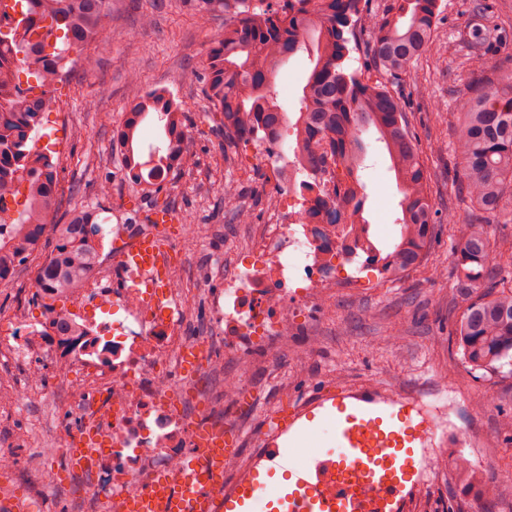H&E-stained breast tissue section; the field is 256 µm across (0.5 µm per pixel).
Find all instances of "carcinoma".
I'll return each instance as SVG.
<instances>
[{"instance_id": "obj_1", "label": "carcinoma", "mask_w": 512, "mask_h": 512, "mask_svg": "<svg viewBox=\"0 0 512 512\" xmlns=\"http://www.w3.org/2000/svg\"><path fill=\"white\" fill-rule=\"evenodd\" d=\"M191 13L224 15V29L211 39L203 70L208 111L223 117L230 142H263L281 148L289 131L302 143L301 171L322 175L329 164L342 171L339 200L361 211L365 185L358 171L367 146L362 134L373 129L384 144L390 169L402 193L399 242L383 258L382 273L398 280L430 250L435 211L421 150L407 123L401 101L383 82L348 73L343 63L356 28L371 27L366 45L378 69L396 77L433 44L440 0H390L382 20L370 24L362 0H181ZM489 4L468 3L473 25L468 42L475 54L472 95L453 129L449 162L456 183L469 199L474 218L452 223V282L462 314L448 333L469 371L508 369L512 374V245L499 251L491 244V225L512 223V69L483 75L481 55L512 36L483 20ZM12 10L26 26L11 25L0 8V196L17 182L27 184L29 202L13 223L24 232L0 243V283L34 249L47 215L59 196L50 156L30 146L31 133L47 112L55 111V85L79 63L90 66L88 42L112 19V0H14ZM311 62L295 119L278 103L272 82L294 56ZM163 123L164 146L142 160L139 125L149 113ZM185 107L154 90L135 91L115 145L127 176L157 193L169 176L193 167L182 148ZM310 205L296 213L304 222L320 212V223L338 224L334 196L308 186ZM97 211L88 206L69 212L53 226L55 248L40 267L37 285L45 294L68 293L98 261V246L88 226ZM473 464L463 453L454 475L470 480Z\"/></svg>"}]
</instances>
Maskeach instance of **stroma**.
I'll use <instances>...</instances> for the list:
<instances>
[{
  "instance_id": "obj_1",
  "label": "stroma",
  "mask_w": 512,
  "mask_h": 512,
  "mask_svg": "<svg viewBox=\"0 0 512 512\" xmlns=\"http://www.w3.org/2000/svg\"><path fill=\"white\" fill-rule=\"evenodd\" d=\"M145 13L151 25L141 24ZM223 26V17L188 14L178 0H115L110 28L86 49L93 67L79 65L69 73L57 87L56 111L32 133L36 147L50 154L64 195L50 212V227L36 251L9 283L0 284V342L14 335L19 320H41L36 275L55 246L52 225L63 223L73 207L99 205L98 221L108 225L147 224L156 210H168L177 220L173 252L179 282L198 317L206 306L201 283L223 285L224 268L252 243L256 225L287 222L284 187L274 166L260 162L264 148L226 141L217 117L206 113L200 73L208 41ZM470 26L462 0H441L432 51L388 82L400 98L430 179L437 224L427 257L396 281L381 278L375 266L357 257L351 268L360 287L339 285L334 294L298 311L294 330L276 345L272 361L255 364L253 404L244 417L250 436L240 443L243 460L257 453L254 435L271 415H286L347 390L380 396L388 389L413 393L445 382L464 395L456 420L460 433L484 444L482 456L473 460L477 469L489 479L512 471V439L501 427L503 413L512 411V374L471 373L448 341V330L461 314L451 288L448 217L464 222L470 211L452 183L447 150H435L434 144L447 141L448 118L469 96L465 35ZM309 67L306 57H296L277 74L274 89L286 112L297 111ZM132 70L141 90L167 89L191 107L184 146L195 165L158 194L126 177L112 146V131L131 103ZM366 143L364 216L388 252L399 233L401 194L383 144L372 136ZM228 181L237 188L231 200L224 197ZM242 208L250 212V223H239ZM184 215L200 224L199 234L180 224ZM406 512H481V505L475 488L448 469L430 481L425 497L408 501Z\"/></svg>"
}]
</instances>
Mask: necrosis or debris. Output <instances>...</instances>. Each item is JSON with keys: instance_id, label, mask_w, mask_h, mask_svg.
I'll use <instances>...</instances> for the list:
<instances>
[{"instance_id": "4bbe7bcc", "label": "necrosis or debris", "mask_w": 512, "mask_h": 512, "mask_svg": "<svg viewBox=\"0 0 512 512\" xmlns=\"http://www.w3.org/2000/svg\"><path fill=\"white\" fill-rule=\"evenodd\" d=\"M351 239L346 225H328L317 238L310 224H268L255 247L239 255L221 288L210 291L197 331L182 302L176 269L168 286L151 294L153 271L116 258L121 282L101 288L88 276L76 300L79 312L48 311L37 323L19 329L9 346L12 360L25 369L19 381L0 380V406L24 410L32 392H48L47 367L71 380V402L65 410L56 446L42 465L30 468L9 446L0 447V512H67L65 502L45 493L63 482L59 461L88 431L110 442L83 483L73 485L84 497L87 512L107 505L127 512L130 498L164 476L179 477L199 434L245 438L239 416L249 409L250 380L257 356H272L275 342L294 328L298 306L335 288L334 271L345 270ZM120 311L115 321H96L85 306ZM69 335L55 332L58 321ZM205 352L200 371L187 378L184 356L193 348ZM237 367L225 373L226 359ZM424 420L426 448L423 472L434 475L442 457L433 442L447 432L456 409L455 397L435 402L414 397ZM265 454L242 463L224 460V470L211 489L213 512H224V496L247 480L254 467L267 464Z\"/></svg>"}]
</instances>
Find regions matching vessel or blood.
<instances>
[{"label": "vessel or blood", "instance_id": "obj_1", "mask_svg": "<svg viewBox=\"0 0 512 512\" xmlns=\"http://www.w3.org/2000/svg\"><path fill=\"white\" fill-rule=\"evenodd\" d=\"M169 245L163 236L141 239L136 262L165 275ZM283 433L307 439L326 438L313 449L288 485L268 496L260 477L240 484L225 497L224 512H401L404 492L421 470L416 448L424 426L408 405L396 406L355 391L318 401L278 417ZM103 446L87 433L72 452L73 459L95 461ZM232 440L223 447L205 446L192 456L181 480L160 479L130 501V512H206L210 485L220 472L223 455L235 453Z\"/></svg>", "mask_w": 512, "mask_h": 512}]
</instances>
